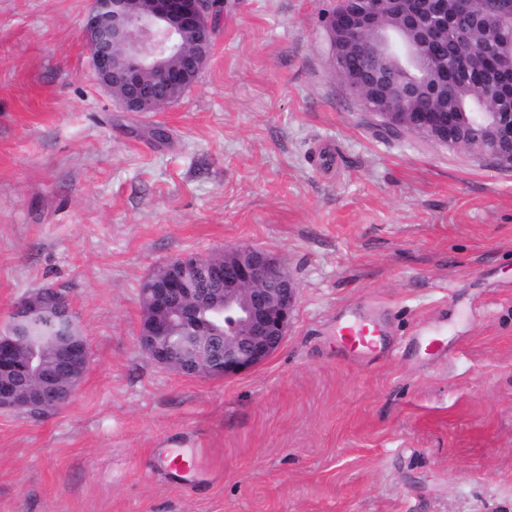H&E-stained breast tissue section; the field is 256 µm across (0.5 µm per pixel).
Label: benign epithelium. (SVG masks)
Instances as JSON below:
<instances>
[{
    "mask_svg": "<svg viewBox=\"0 0 512 512\" xmlns=\"http://www.w3.org/2000/svg\"><path fill=\"white\" fill-rule=\"evenodd\" d=\"M217 0H90L83 36L98 85L124 112H160L194 85L209 56ZM398 15L401 27L417 32L402 54L392 50L390 33L377 26L383 12ZM330 59L347 93L375 122L420 134L436 144L512 166V128L487 122L481 141L465 128L444 127L431 112H409L415 84L393 79L370 82L362 68H348L357 57L367 62L396 60L407 65L434 60L431 46L448 38V0H336L327 27ZM199 258L177 256L147 281L152 298L137 344L156 365L181 367L190 377L229 378L264 364L284 343L297 300L295 280L272 254L250 246L224 250V260L208 265L207 277L224 283V299H213L224 313V328L197 320L192 271ZM53 314L58 351L52 362L26 359L25 330L40 313ZM179 334L204 347L178 361L165 338ZM223 348V354L215 352ZM88 344L61 294L38 290L22 298L0 331V409L30 413L56 410L75 394L89 364Z\"/></svg>",
    "mask_w": 512,
    "mask_h": 512,
    "instance_id": "obj_1",
    "label": "benign epithelium"
}]
</instances>
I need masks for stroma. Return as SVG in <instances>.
I'll return each instance as SVG.
<instances>
[{
    "mask_svg": "<svg viewBox=\"0 0 512 512\" xmlns=\"http://www.w3.org/2000/svg\"><path fill=\"white\" fill-rule=\"evenodd\" d=\"M224 3L197 83L136 115L92 76L87 0H0V324L53 287L90 350L63 408L0 410V512H512V167L370 122L334 0ZM242 245L298 285L284 344L227 379L154 364L142 280ZM349 313L387 356L350 361ZM160 460L166 469L178 479L193 475L202 468V461L198 457H192L188 461L184 460L181 455L172 458V454H167V452L164 454L163 451Z\"/></svg>",
    "mask_w": 512,
    "mask_h": 512,
    "instance_id": "obj_1",
    "label": "stroma"
}]
</instances>
